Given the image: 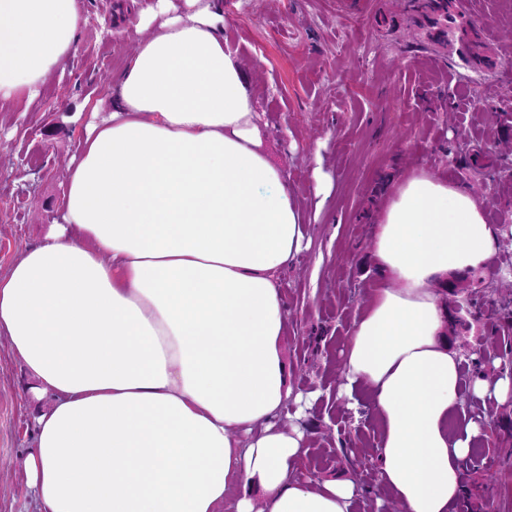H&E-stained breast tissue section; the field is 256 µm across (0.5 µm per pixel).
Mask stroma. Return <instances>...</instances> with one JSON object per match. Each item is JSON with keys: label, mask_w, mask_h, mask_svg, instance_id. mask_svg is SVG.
Returning a JSON list of instances; mask_svg holds the SVG:
<instances>
[{"label": "stroma", "mask_w": 512, "mask_h": 512, "mask_svg": "<svg viewBox=\"0 0 512 512\" xmlns=\"http://www.w3.org/2000/svg\"><path fill=\"white\" fill-rule=\"evenodd\" d=\"M150 0H78L81 26L64 73L31 101L0 110V276L60 222L68 164L86 120L108 107L109 88L148 35ZM224 38L256 97L267 149L302 205L310 242L282 273L286 349L297 392L319 391L299 421L311 445L304 472L360 474L376 464L378 424L369 404L337 397L348 328L379 274L371 226L399 181L419 168L467 184L489 223L512 220V10L505 0H469L489 65L438 45L417 23L412 0H222ZM328 176L316 197L315 169ZM33 191L20 197L23 183ZM474 296L486 318L472 322L486 366L512 349L488 313L492 269ZM28 378L0 340V512H38L24 485L34 443ZM491 481L471 512H512V456L488 453Z\"/></svg>", "instance_id": "stroma-1"}]
</instances>
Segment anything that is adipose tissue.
Masks as SVG:
<instances>
[{"label": "adipose tissue", "mask_w": 512, "mask_h": 512, "mask_svg": "<svg viewBox=\"0 0 512 512\" xmlns=\"http://www.w3.org/2000/svg\"><path fill=\"white\" fill-rule=\"evenodd\" d=\"M158 0L69 167L61 223L0 277V337L40 408L22 467L40 512H356L353 477L301 475L281 273L308 238L224 40L218 0ZM78 0H0V104L75 49ZM506 231L470 188L419 170L372 229L382 280L343 382L380 421L402 512H456L485 423L462 410L442 290Z\"/></svg>", "instance_id": "adipose-tissue-1"}]
</instances>
